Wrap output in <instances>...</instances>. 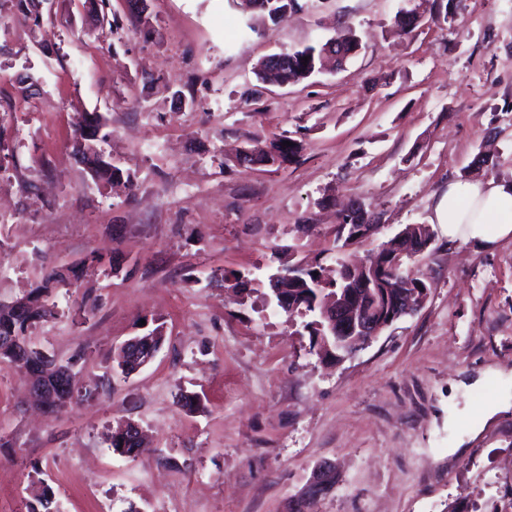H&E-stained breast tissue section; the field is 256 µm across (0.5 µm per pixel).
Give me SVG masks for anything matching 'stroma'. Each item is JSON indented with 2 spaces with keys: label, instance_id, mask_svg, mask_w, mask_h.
<instances>
[{
  "label": "stroma",
  "instance_id": "stroma-1",
  "mask_svg": "<svg viewBox=\"0 0 512 512\" xmlns=\"http://www.w3.org/2000/svg\"><path fill=\"white\" fill-rule=\"evenodd\" d=\"M299 2L275 24L233 0H148L141 17L110 0L113 33L85 0L36 19L0 0V304L61 271L26 337L95 393L43 412L0 363V512H29L38 481L51 512H293L325 462L338 480L309 512H512L511 237L436 233L413 265L425 305L337 362L264 298L280 261L334 267L339 205L382 224L355 260L431 224L477 153L480 176L512 179V0H453L454 23L409 37L404 0ZM346 28L361 49L344 70L257 80L262 57ZM94 112L133 187L77 160ZM283 132L299 163L224 167ZM158 325L154 359L118 372L122 343ZM128 419L146 436L133 459L109 441Z\"/></svg>",
  "mask_w": 512,
  "mask_h": 512
}]
</instances>
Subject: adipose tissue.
I'll use <instances>...</instances> for the list:
<instances>
[{
    "instance_id": "1",
    "label": "adipose tissue",
    "mask_w": 512,
    "mask_h": 512,
    "mask_svg": "<svg viewBox=\"0 0 512 512\" xmlns=\"http://www.w3.org/2000/svg\"><path fill=\"white\" fill-rule=\"evenodd\" d=\"M434 220L449 240L492 248L512 236V180L460 178L438 199Z\"/></svg>"
}]
</instances>
